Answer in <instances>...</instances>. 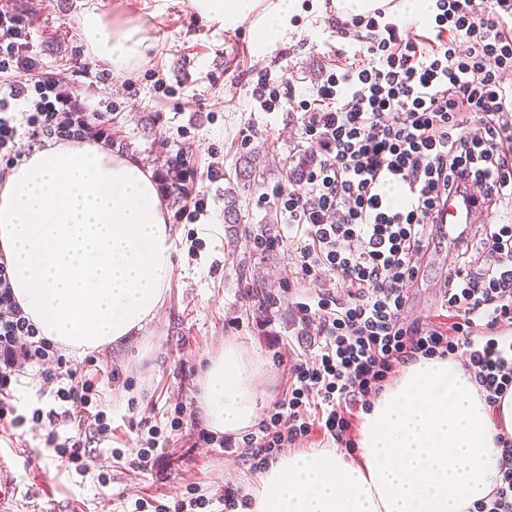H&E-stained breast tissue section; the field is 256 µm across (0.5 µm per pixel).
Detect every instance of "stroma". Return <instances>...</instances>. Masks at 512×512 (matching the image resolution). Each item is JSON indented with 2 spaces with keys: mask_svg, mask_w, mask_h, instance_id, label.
Masks as SVG:
<instances>
[{
  "mask_svg": "<svg viewBox=\"0 0 512 512\" xmlns=\"http://www.w3.org/2000/svg\"><path fill=\"white\" fill-rule=\"evenodd\" d=\"M97 5L105 25H140L151 48L123 70L104 67L81 27L86 2ZM23 17L39 69L63 79L90 107L110 109L102 135L113 152L136 156L156 178L166 204L174 270L163 305L135 336L95 354H66L78 378L91 380L97 403L110 420V437H97L93 419L76 426L55 392L67 378L44 381L39 368L21 365L15 386L19 406L58 413L61 437L81 435L87 469L67 467L47 447L44 427H0V464L11 472L0 486L6 512H133L143 498L171 506L188 490L209 499L203 512H221L226 488L248 490L257 478L238 449L224 450L198 437L201 366L225 342L237 343L263 363L265 404L286 388L292 358L317 352L313 329L299 320L298 303L314 294L296 278L289 233L269 196L298 178L314 160L300 112L264 111L252 95L256 73L266 70L297 96L311 95L326 70L344 65L360 48V29L336 31L331 0H302L286 34L259 50L250 24L235 30L201 19L192 0H6ZM188 162L186 194L174 191L172 164ZM207 211L187 212L193 197ZM264 233L276 248H251ZM455 244L436 249L409 289L405 315L437 322V287ZM188 410L171 426L176 406ZM157 430L151 469L133 455L112 451Z\"/></svg>",
  "mask_w": 512,
  "mask_h": 512,
  "instance_id": "stroma-1",
  "label": "stroma"
}]
</instances>
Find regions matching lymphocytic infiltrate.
<instances>
[{
  "mask_svg": "<svg viewBox=\"0 0 512 512\" xmlns=\"http://www.w3.org/2000/svg\"><path fill=\"white\" fill-rule=\"evenodd\" d=\"M439 38H402L398 23L373 16L338 22L365 29L368 64L330 72L312 99L259 74L252 94L264 111L304 112L314 164L275 203L303 238L294 268L314 284L334 278L346 294L318 292L299 303L323 342L296 361L282 397L244 439L252 471L308 436L314 424L350 445L354 418L369 411L395 369L435 357L462 359L478 391L496 404L512 391V224L484 225L477 245L490 261H456L444 291L451 328L406 320L408 287L442 239L433 213L449 196L475 190L512 203V0H434ZM34 46L20 17L0 8V182L24 158L19 141L82 143L103 124L55 75L34 77ZM24 315L0 253V423L23 427L53 412L20 409L12 383L22 364L58 359ZM499 479L469 512H512V436L499 435Z\"/></svg>",
  "mask_w": 512,
  "mask_h": 512,
  "instance_id": "1",
  "label": "lymphocytic infiltrate"
}]
</instances>
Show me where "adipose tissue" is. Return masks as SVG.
I'll return each mask as SVG.
<instances>
[{"label":"adipose tissue","mask_w":512,"mask_h":512,"mask_svg":"<svg viewBox=\"0 0 512 512\" xmlns=\"http://www.w3.org/2000/svg\"><path fill=\"white\" fill-rule=\"evenodd\" d=\"M300 0H193L227 30L252 23L259 46L281 35ZM86 42L119 68L145 56L138 27L82 15ZM165 205L152 172L101 142L49 144L0 187V251L14 297L41 336L83 356L134 335L162 306L173 272ZM260 362L233 342L210 356L205 424L237 436L261 419ZM512 435V393L488 407L468 372L421 359L366 413L360 453L283 457L250 490L251 512H468L498 479L499 434Z\"/></svg>","instance_id":"ef3b65f1"}]
</instances>
